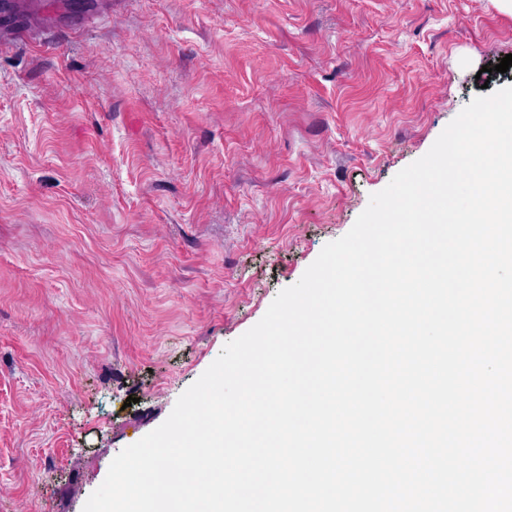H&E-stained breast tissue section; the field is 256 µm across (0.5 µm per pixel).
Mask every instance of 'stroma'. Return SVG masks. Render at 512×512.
I'll return each mask as SVG.
<instances>
[{
	"label": "stroma",
	"instance_id": "obj_1",
	"mask_svg": "<svg viewBox=\"0 0 512 512\" xmlns=\"http://www.w3.org/2000/svg\"><path fill=\"white\" fill-rule=\"evenodd\" d=\"M47 2L0 48V512H83L373 193L512 85L494 0Z\"/></svg>",
	"mask_w": 512,
	"mask_h": 512
}]
</instances>
